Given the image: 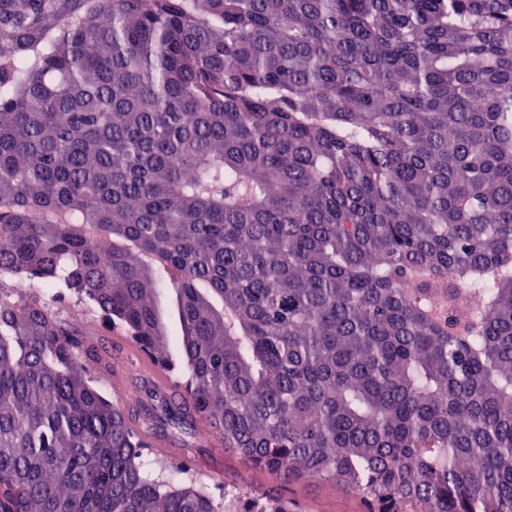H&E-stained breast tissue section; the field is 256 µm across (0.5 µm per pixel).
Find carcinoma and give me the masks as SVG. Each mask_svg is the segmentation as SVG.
Wrapping results in <instances>:
<instances>
[{
    "label": "carcinoma",
    "mask_w": 512,
    "mask_h": 512,
    "mask_svg": "<svg viewBox=\"0 0 512 512\" xmlns=\"http://www.w3.org/2000/svg\"><path fill=\"white\" fill-rule=\"evenodd\" d=\"M16 279L182 375L136 411L188 447L512 512V0H0V512H288L145 463Z\"/></svg>",
    "instance_id": "1"
}]
</instances>
